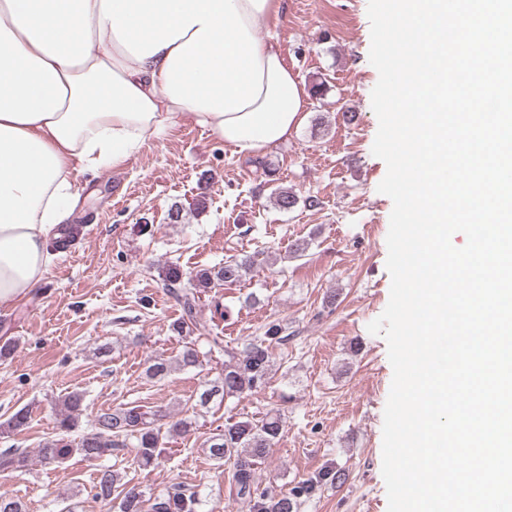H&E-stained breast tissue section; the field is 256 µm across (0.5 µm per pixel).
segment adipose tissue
Returning a JSON list of instances; mask_svg holds the SVG:
<instances>
[{"label":"adipose tissue","instance_id":"ef3b65f1","mask_svg":"<svg viewBox=\"0 0 512 512\" xmlns=\"http://www.w3.org/2000/svg\"><path fill=\"white\" fill-rule=\"evenodd\" d=\"M282 0H0V304L42 281L76 176L118 168L178 119L243 156L311 103L273 34Z\"/></svg>","mask_w":512,"mask_h":512}]
</instances>
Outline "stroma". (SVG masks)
I'll list each match as a JSON object with an SVG mask.
<instances>
[{
    "instance_id": "1",
    "label": "stroma",
    "mask_w": 512,
    "mask_h": 512,
    "mask_svg": "<svg viewBox=\"0 0 512 512\" xmlns=\"http://www.w3.org/2000/svg\"><path fill=\"white\" fill-rule=\"evenodd\" d=\"M368 0H284L265 22L289 69L307 88L322 86L305 123L262 163L234 154L208 131L182 120L144 144L124 166L80 175L70 222L79 232L70 251L51 254L40 284L0 305V424L18 409L30 419L1 434L0 449H26L27 467L0 476V491L22 497L31 512H106L90 495L93 463L73 457L57 466L38 450L54 434V406L71 391L84 395L79 433L91 432L98 410L140 405L167 422L191 416L185 435L167 438L163 464L138 466L131 451L108 460L123 483L150 497L181 482L195 487L203 512H252L229 479L232 462L211 460L204 440L227 419L256 421L280 413L279 442L255 467L258 488L277 495L318 472L345 473L303 501L300 512H387L382 476L384 409L393 369L384 336L367 326L385 310L392 200L378 192L386 175L372 153L378 119L371 91ZM270 174H263L262 165ZM297 195L279 209L273 194ZM205 209H197L198 199ZM180 219H172V209ZM305 256L289 254L296 241ZM254 265L235 286L211 288L199 319L243 344L279 323L288 341L273 353L270 382L243 399L193 410L199 385L224 368L206 338L179 336L181 309L163 281L168 265L192 275L232 257ZM201 364L160 381L146 378L151 357H175L185 343Z\"/></svg>"
}]
</instances>
